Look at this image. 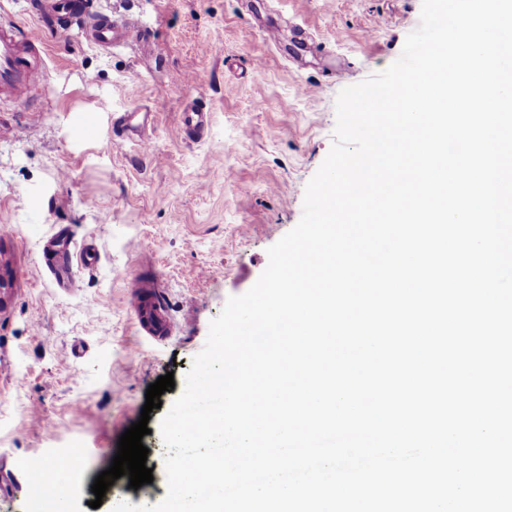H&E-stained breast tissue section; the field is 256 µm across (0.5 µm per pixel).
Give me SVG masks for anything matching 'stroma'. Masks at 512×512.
<instances>
[{
	"instance_id": "1",
	"label": "stroma",
	"mask_w": 512,
	"mask_h": 512,
	"mask_svg": "<svg viewBox=\"0 0 512 512\" xmlns=\"http://www.w3.org/2000/svg\"><path fill=\"white\" fill-rule=\"evenodd\" d=\"M136 16L151 49L104 52L51 41L50 79L22 106L0 108V470L82 451L67 512L153 505L166 494L159 424L185 386L212 319L249 290L267 250L303 212L305 188L333 141L339 92L383 71L420 23L422 0H99ZM284 36L264 45L268 28ZM265 63L255 67L253 57ZM210 115L201 140L180 114ZM149 112L152 151L113 137L114 115ZM64 231L75 288H59L45 245ZM159 283L174 332L134 322L136 279ZM173 373L152 410L146 465L91 508L95 478L137 422L148 386Z\"/></svg>"
}]
</instances>
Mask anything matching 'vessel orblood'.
Instances as JSON below:
<instances>
[{
    "label": "vessel or blood",
    "instance_id": "1",
    "mask_svg": "<svg viewBox=\"0 0 512 512\" xmlns=\"http://www.w3.org/2000/svg\"><path fill=\"white\" fill-rule=\"evenodd\" d=\"M24 12L40 26L77 32L78 36L100 50L136 45L147 47L152 33L136 17H114L99 12L94 0H24ZM45 43L34 34L24 33L14 22H0V104H24L31 91L49 80ZM134 319L138 330L148 336L165 338L173 334L174 325L158 299L155 281H135ZM26 477L29 499L42 512H51L61 499L64 487L47 476L42 463L35 458L17 465Z\"/></svg>",
    "mask_w": 512,
    "mask_h": 512
}]
</instances>
